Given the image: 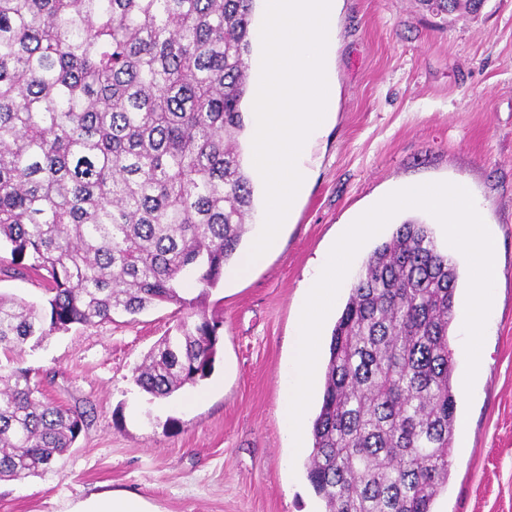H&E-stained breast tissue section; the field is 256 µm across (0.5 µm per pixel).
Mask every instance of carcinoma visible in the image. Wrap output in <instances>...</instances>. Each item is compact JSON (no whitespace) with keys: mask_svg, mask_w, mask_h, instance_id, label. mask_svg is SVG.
Masks as SVG:
<instances>
[{"mask_svg":"<svg viewBox=\"0 0 512 512\" xmlns=\"http://www.w3.org/2000/svg\"><path fill=\"white\" fill-rule=\"evenodd\" d=\"M255 0H0V243L48 307L0 294V481L38 476L86 412L18 364L73 325L190 311L134 369L167 398L207 379L218 285L254 212L242 103ZM442 15L473 0H425ZM460 280L428 224L369 254L331 334L307 478L325 512H432L452 465Z\"/></svg>","mask_w":512,"mask_h":512,"instance_id":"1","label":"carcinoma"}]
</instances>
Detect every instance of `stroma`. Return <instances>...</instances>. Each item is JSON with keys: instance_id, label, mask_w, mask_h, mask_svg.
<instances>
[{"instance_id": "1", "label": "stroma", "mask_w": 512, "mask_h": 512, "mask_svg": "<svg viewBox=\"0 0 512 512\" xmlns=\"http://www.w3.org/2000/svg\"><path fill=\"white\" fill-rule=\"evenodd\" d=\"M335 118L310 146L309 186L281 242L205 304L223 320L211 376L155 399L133 370L172 326L174 306L75 326L26 348L59 403L81 406L75 445L39 477L0 481V512H74L104 491L151 512H323L291 458L281 378L295 305L347 223L400 185L466 180L499 240L483 379L465 393L464 335L452 326L458 420L448 487L434 512H512V0L440 16L420 0H342Z\"/></svg>"}]
</instances>
